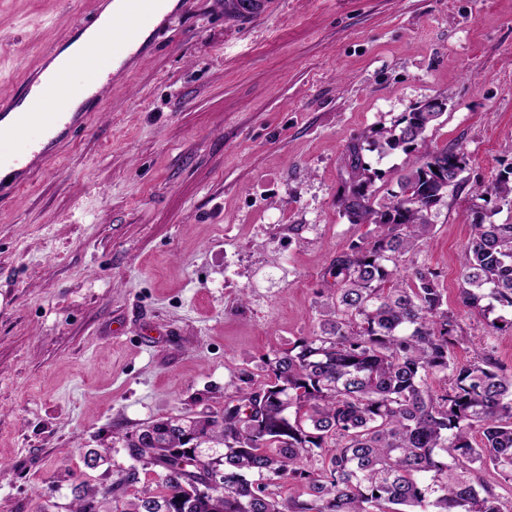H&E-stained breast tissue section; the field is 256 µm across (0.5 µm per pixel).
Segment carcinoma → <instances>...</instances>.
<instances>
[{
  "label": "carcinoma",
  "instance_id": "cac0c4a2",
  "mask_svg": "<svg viewBox=\"0 0 512 512\" xmlns=\"http://www.w3.org/2000/svg\"><path fill=\"white\" fill-rule=\"evenodd\" d=\"M441 116L411 112L348 144L336 205L367 231L330 260L316 327L266 360L264 380L224 408L122 435L133 459L159 468L158 482L123 498L139 482L130 467L112 488L113 512H506L473 472L490 467L512 483V375L485 353L455 364L457 323L439 275L401 269L461 181L460 152L426 153L382 196L363 157L367 147L417 150ZM488 195L512 206V181L478 187L476 196ZM471 216L460 299L480 313L488 298L512 309V223ZM325 448L321 467H306ZM290 481L297 496L275 492ZM73 492L70 512H99L95 495Z\"/></svg>",
  "mask_w": 512,
  "mask_h": 512
}]
</instances>
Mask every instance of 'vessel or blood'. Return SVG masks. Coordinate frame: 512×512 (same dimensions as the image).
Here are the masks:
<instances>
[{
	"mask_svg": "<svg viewBox=\"0 0 512 512\" xmlns=\"http://www.w3.org/2000/svg\"><path fill=\"white\" fill-rule=\"evenodd\" d=\"M159 0H121L118 11L105 15L98 33L87 40L69 66L98 73L108 71L107 83L75 88L64 76L42 67L17 95L0 102V197L14 193L53 157L57 145L76 131L88 128L85 112H61L59 101L79 99L87 93H111L114 80L143 59L147 52L141 37L154 18ZM277 0H224V17L236 26L270 14ZM128 47L120 62L112 60V44Z\"/></svg>",
	"mask_w": 512,
	"mask_h": 512,
	"instance_id": "b4317fda",
	"label": "vessel or blood"
}]
</instances>
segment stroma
<instances>
[{
  "label": "stroma",
  "instance_id": "1",
  "mask_svg": "<svg viewBox=\"0 0 512 512\" xmlns=\"http://www.w3.org/2000/svg\"><path fill=\"white\" fill-rule=\"evenodd\" d=\"M98 0H0V99ZM89 128L0 199V512H111L133 460L116 434L222 409L308 335L322 275L356 233L341 157L431 98L426 147L467 166L405 257L440 272L454 358L512 375V310L458 298L476 185L512 171V0H279L252 25L224 0H177ZM501 325L486 335L487 323ZM105 452L97 466L85 454Z\"/></svg>",
  "mask_w": 512,
  "mask_h": 512
}]
</instances>
